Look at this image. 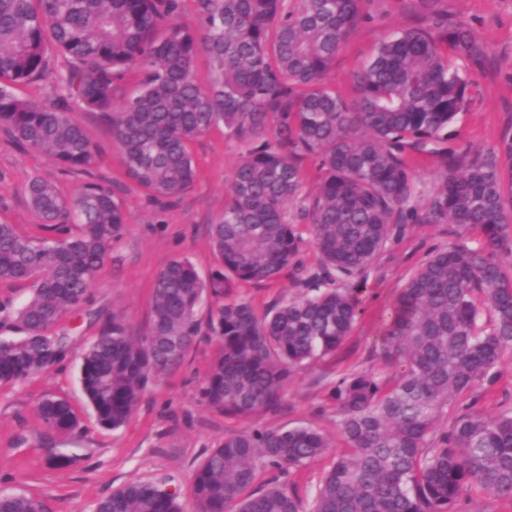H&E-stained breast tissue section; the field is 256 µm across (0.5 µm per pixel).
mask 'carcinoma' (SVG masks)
I'll use <instances>...</instances> for the list:
<instances>
[{
	"label": "carcinoma",
	"mask_w": 512,
	"mask_h": 512,
	"mask_svg": "<svg viewBox=\"0 0 512 512\" xmlns=\"http://www.w3.org/2000/svg\"><path fill=\"white\" fill-rule=\"evenodd\" d=\"M206 36L177 22L181 0H0V124L20 147L78 169L96 146L75 111L97 112L111 126L127 175L161 202L196 177L190 144L222 125L252 141L232 175L224 214L209 227L218 269L202 279L186 259L158 274L151 326L137 336L106 319L82 357L80 382L99 424L126 425L148 384L179 367L202 336L219 350L198 397L227 417L277 406L283 390L312 362L336 354L364 312L355 281L408 224H450L455 241L431 250L386 319L376 366L341 376L332 391L344 446L309 501L266 471L286 476L323 457L330 445L312 426L253 427L224 438L193 474L198 512H462L479 490L512 502V407L489 417L471 398L495 383L512 349V199L495 154L447 146L448 126L469 104L456 64L483 51L466 23L432 12L413 28L378 42L355 76L347 101L325 78L361 19L360 0H200ZM54 47L62 62L48 55ZM209 56L213 78L196 81ZM141 73L114 106L116 79ZM54 81L53 102L34 106L22 84ZM440 146L444 174L418 204L406 150ZM315 161L318 191L302 195L296 159ZM51 231L34 240L0 223V281H22L30 297L0 304V383L18 382L64 358L70 336L59 321L87 304L112 242L125 231L116 192L88 183L71 201L40 178L28 187ZM308 230L303 239L299 226ZM319 264L295 261L303 243ZM304 288L263 313L238 284L267 283L288 267ZM222 303L207 323L208 298ZM448 407L451 425L438 424ZM52 430L71 432L69 403L38 406ZM0 512H46L42 502L0 491ZM93 512H181L177 493L129 483Z\"/></svg>",
	"instance_id": "obj_1"
}]
</instances>
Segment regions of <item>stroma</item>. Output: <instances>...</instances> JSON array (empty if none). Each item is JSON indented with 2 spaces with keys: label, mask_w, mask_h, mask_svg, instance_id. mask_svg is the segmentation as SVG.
Segmentation results:
<instances>
[{
  "label": "stroma",
  "mask_w": 512,
  "mask_h": 512,
  "mask_svg": "<svg viewBox=\"0 0 512 512\" xmlns=\"http://www.w3.org/2000/svg\"><path fill=\"white\" fill-rule=\"evenodd\" d=\"M465 21L485 52L481 64L468 65L472 101L448 129L450 143L471 152L498 153V173L512 188V156L502 150V136L512 132V0H362V18L336 55L326 76L328 85L355 99L353 73L371 56L385 35L418 26L427 9ZM77 120L97 146L95 163L67 170L50 156L17 147L0 131V223L15 225L29 237H42V220L27 199L34 177L48 180L62 195L76 196L90 182L116 190L126 229L112 243L111 257L90 290L84 314L63 318L58 328L72 336L65 361L25 380L0 384V489L42 500L49 512H92L94 504L131 482H155L177 489L182 512H197L193 473L226 436L257 421L269 427L311 425L342 447L331 389L344 372L371 368L384 319L401 289L433 248L451 242L447 224L409 225L402 239L381 253L365 275V311L335 356L312 363L297 374L280 404L256 419L227 417L197 399V387L212 364L215 341L201 338L185 363L152 381L130 421L112 431L97 422L79 380L83 353L97 336L99 317L124 322L135 334L149 328L153 285L172 259L191 261L201 277L215 268L208 226L224 213L232 173L246 148L223 127L212 128L191 145L197 178L190 189L156 203L127 175L112 140V129L98 113L80 111ZM235 295L257 311L298 295L291 272L269 283H242ZM48 395L65 398L79 418L71 433L50 430L38 413ZM477 406L495 415L512 406V350L505 352L496 385L478 389ZM57 449L64 461L45 460Z\"/></svg>",
  "instance_id": "35a3bbf8"
}]
</instances>
